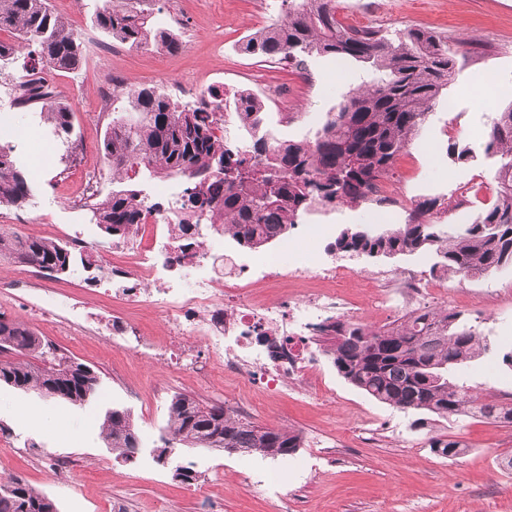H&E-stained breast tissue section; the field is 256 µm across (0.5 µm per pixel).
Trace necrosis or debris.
<instances>
[{"label":"necrosis or debris","mask_w":512,"mask_h":512,"mask_svg":"<svg viewBox=\"0 0 512 512\" xmlns=\"http://www.w3.org/2000/svg\"><path fill=\"white\" fill-rule=\"evenodd\" d=\"M156 219L140 225L138 238L121 248L113 263L112 283L116 292L159 310L174 335L203 340L214 354L236 365L247 376L263 378L267 365L278 369L280 383H287L296 351L282 339L284 325L305 336L320 321L321 312L340 313L344 301L335 291L344 273L339 265L309 268L301 263L283 265L280 255L257 256L253 265L226 258L223 273H215L207 253L178 277L168 275L166 266L155 261L141 241L154 237ZM314 275L322 287L303 299L257 302L253 278L271 282L299 281Z\"/></svg>","instance_id":"4bbe7bcc"}]
</instances>
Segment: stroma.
Instances as JSON below:
<instances>
[{"mask_svg": "<svg viewBox=\"0 0 512 512\" xmlns=\"http://www.w3.org/2000/svg\"><path fill=\"white\" fill-rule=\"evenodd\" d=\"M52 11L81 30L84 63L75 74L54 77L57 96L74 110L79 149L65 148L38 114L10 104L9 88L22 69L0 71V127L20 124L43 139L50 155L17 143L19 162L34 175L37 206H1L0 225L32 237L78 239L111 260L115 240L91 224L75 194L86 177L96 176L101 193L112 190V172L102 143L111 119L112 81L172 90L178 83L223 89L225 98L249 93L264 104L268 122L288 141L313 139L342 96L367 78L360 62L329 56L310 59L300 69L241 53L243 40L271 23L278 0H157L159 27L173 29L175 51L129 47L97 29L93 0H49ZM347 25L383 30L423 28L449 41L469 39L458 56V72L440 104L406 151L389 181L403 206H382L371 219L367 203L318 208L305 214L287 239L307 265L326 256L338 231L352 224L404 223L415 203L450 202L469 191L471 205L442 212L444 224L476 218L491 205L495 158L485 156V134L496 112L512 102V0H339ZM474 151L465 163L448 156L449 139ZM356 272L342 283L348 318L373 326L399 319L414 307L454 310L476 321L490 349L455 365L450 378L474 393L512 401V269L479 277H438L442 295L418 302L394 288H372L376 276L411 271L429 276L427 253L389 260L352 259ZM0 314L28 322L41 336L100 376L98 393L83 407L38 391L0 385V483L25 480L55 500L59 512H512V424L455 417L410 429L411 415L379 403L336 372L311 339L301 343L302 378L280 388L249 380L212 356L204 342L193 345L207 365L203 374L175 360L177 344L158 310L114 295L87 282L82 271L56 278L31 276L28 266L0 260ZM140 326V344L129 348L109 335L113 321ZM221 405L259 425L300 431L303 446L294 454L263 459L241 453L178 446L168 463L155 450L166 432L173 395ZM50 409L52 429L39 431L14 407ZM130 414L140 438L131 459L116 456L101 435L107 411ZM463 440L468 451L442 458L429 448L430 436ZM49 449L63 467L46 478L39 449ZM188 465L195 481L186 483L175 468Z\"/></svg>", "mask_w": 512, "mask_h": 512, "instance_id": "1", "label": "stroma"}]
</instances>
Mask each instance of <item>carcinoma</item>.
I'll use <instances>...</instances> for the list:
<instances>
[{"label":"carcinoma","instance_id":"carcinoma-1","mask_svg":"<svg viewBox=\"0 0 512 512\" xmlns=\"http://www.w3.org/2000/svg\"><path fill=\"white\" fill-rule=\"evenodd\" d=\"M154 0H96L93 23L133 47L179 48L173 34L157 26ZM283 15L249 37L242 50L286 59L304 67L316 56L354 59L372 79L350 89L314 139L282 141L265 128L259 101L234 98L235 119L249 136L243 147L216 135L224 119V93L207 91L203 106L180 103L159 86L115 84L112 119L104 151L113 176L144 169L159 179L185 184L172 207L152 202L141 191L117 188L88 206L90 221L109 236L127 240L147 216L173 214L180 258L196 256L201 222L219 219L238 245L259 249L300 223L321 206L365 200L392 170L426 122L456 74L457 50L437 32L410 29L390 38L382 30H359L337 18L336 0H281ZM0 66L27 50L56 72H74L83 62L81 42L68 24L48 8V0H0ZM55 91L39 79L16 84L11 105L39 110L53 135L66 144V157L78 150L72 139L73 109L54 99ZM0 144V206L35 204L33 181L14 155ZM484 152L497 158L493 205L467 224H440L442 203L419 202L403 224L343 228L327 246L330 252L368 259L429 253L431 271L474 277L512 267V103L496 113ZM448 157L473 158L468 144H448ZM0 256L65 274L81 266L102 270L99 254L87 245L45 237H25L0 226ZM312 339L331 359L338 375L372 399L412 412L417 430L438 419L480 417L512 423V403L481 398L448 378L454 365L488 350L486 337L459 312L417 308L394 322L372 327L360 321L329 318L313 328ZM0 383L22 391L83 406L97 391L99 375L91 367L51 352L28 323L0 316ZM104 440L113 452L130 458L140 439L129 413L105 414ZM169 437L163 447L238 448L277 458L302 447L301 433L257 425L235 412L202 405L176 395L168 408ZM444 457L465 453L452 437L430 439ZM0 512H58L45 493L19 479L0 484Z\"/></svg>","mask_w":512,"mask_h":512}]
</instances>
